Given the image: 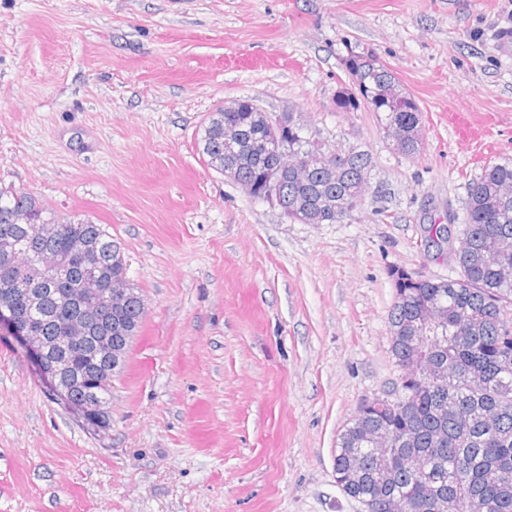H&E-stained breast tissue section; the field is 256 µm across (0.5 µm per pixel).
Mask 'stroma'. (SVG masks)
Returning <instances> with one entry per match:
<instances>
[{
	"label": "stroma",
	"instance_id": "1",
	"mask_svg": "<svg viewBox=\"0 0 512 512\" xmlns=\"http://www.w3.org/2000/svg\"><path fill=\"white\" fill-rule=\"evenodd\" d=\"M351 46L419 105L416 157L337 111ZM242 97L372 156L351 218L290 221L207 167L197 131ZM451 109L498 113L494 150ZM506 158L512 0H0V188L103 225L146 304L100 437L0 329V512H362L333 454L399 383L389 270L457 277L423 227Z\"/></svg>",
	"mask_w": 512,
	"mask_h": 512
}]
</instances>
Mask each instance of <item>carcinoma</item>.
<instances>
[{
  "instance_id": "obj_1",
  "label": "carcinoma",
  "mask_w": 512,
  "mask_h": 512,
  "mask_svg": "<svg viewBox=\"0 0 512 512\" xmlns=\"http://www.w3.org/2000/svg\"><path fill=\"white\" fill-rule=\"evenodd\" d=\"M342 64L366 98L341 89L336 111L365 106L384 127L422 121L416 101L375 53L350 48ZM261 111L252 99L233 100L229 110L208 116L197 137L206 165L222 170L224 126L217 120L238 126V181L256 190L274 165ZM288 145L308 148L304 127L288 131ZM367 167H374L372 157L354 146L349 161L334 175L313 169L299 179L288 177L285 201L290 208L297 204L308 209L319 224H334L336 214L327 212V203L334 199L353 208L354 190ZM476 183L469 188L456 254L460 275L413 282L405 270L390 269L396 282L388 315L392 357L398 367L418 361L426 373L407 383L406 405L365 399L337 435L336 486L347 498L369 500L370 512H512V280L500 275L504 267L512 270V197H500L502 189H512V161L487 164ZM15 210L31 218L29 224L13 225L17 242L66 256L71 240H87L95 246L106 287L126 289L125 299L106 308L98 329L72 353L81 382L71 385L63 400L73 406L92 398L102 403L106 413L84 427L103 432L112 425V391L111 384L98 382L99 363L92 357L96 336L117 320L128 335H138L144 318L140 292L126 276L121 247L102 225L62 219L27 192L0 190V225ZM489 252L497 254L498 264L485 262ZM29 287L41 289L32 314L38 335L47 341L60 335L61 323L84 315L82 299L55 291L51 282ZM438 301L445 305L444 318L431 325L429 308ZM416 333L425 334L420 350L413 347ZM379 430L389 440L386 448L370 444Z\"/></svg>"
}]
</instances>
